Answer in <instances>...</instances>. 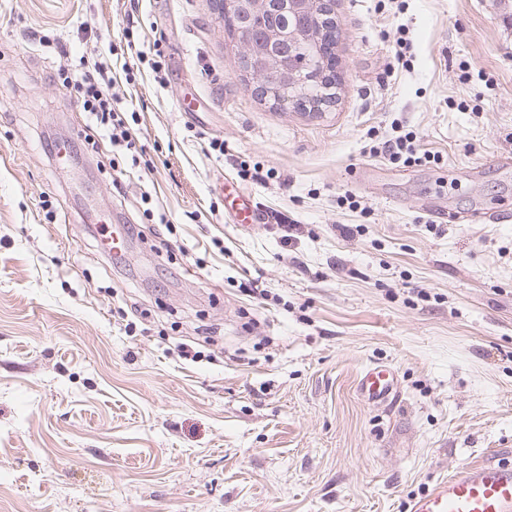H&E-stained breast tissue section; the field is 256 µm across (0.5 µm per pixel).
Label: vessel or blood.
Returning a JSON list of instances; mask_svg holds the SVG:
<instances>
[{
  "label": "vessel or blood",
  "instance_id": "1",
  "mask_svg": "<svg viewBox=\"0 0 512 512\" xmlns=\"http://www.w3.org/2000/svg\"><path fill=\"white\" fill-rule=\"evenodd\" d=\"M361 395L372 404H385L397 394L390 368L366 370L359 382ZM404 512H512V462L487 460L463 465L437 480L426 492L412 496Z\"/></svg>",
  "mask_w": 512,
  "mask_h": 512
}]
</instances>
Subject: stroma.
<instances>
[{"mask_svg":"<svg viewBox=\"0 0 512 512\" xmlns=\"http://www.w3.org/2000/svg\"><path fill=\"white\" fill-rule=\"evenodd\" d=\"M333 10L337 101L282 112L242 82L214 0H0V512H402L512 460V0ZM43 35L111 67L152 173L113 186ZM396 122L431 161L372 154ZM148 205L172 226L113 261V219ZM377 363L388 406L357 390Z\"/></svg>","mask_w":512,"mask_h":512,"instance_id":"1","label":"stroma"}]
</instances>
